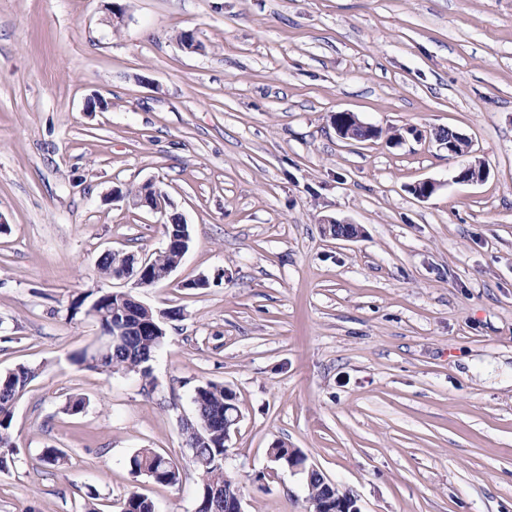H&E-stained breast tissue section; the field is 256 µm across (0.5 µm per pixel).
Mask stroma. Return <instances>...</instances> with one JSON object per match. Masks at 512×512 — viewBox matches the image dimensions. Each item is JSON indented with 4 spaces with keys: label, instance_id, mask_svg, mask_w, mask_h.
Here are the masks:
<instances>
[{
    "label": "stroma",
    "instance_id": "1",
    "mask_svg": "<svg viewBox=\"0 0 512 512\" xmlns=\"http://www.w3.org/2000/svg\"><path fill=\"white\" fill-rule=\"evenodd\" d=\"M343 110L383 137L340 139ZM448 127L484 182H455ZM146 182L191 247L154 287L102 279L108 250L165 245L124 200ZM0 222V374L38 369L0 512H119L131 490L195 512L182 423L209 381L237 394L243 512H306L278 443L360 512H512V0H0ZM109 290L180 311L154 388L70 360L99 334L72 302ZM144 447L178 485L129 473Z\"/></svg>",
    "mask_w": 512,
    "mask_h": 512
}]
</instances>
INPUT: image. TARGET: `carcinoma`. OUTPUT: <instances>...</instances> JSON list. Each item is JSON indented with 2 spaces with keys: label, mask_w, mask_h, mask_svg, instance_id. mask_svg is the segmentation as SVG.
Here are the masks:
<instances>
[{
  "label": "carcinoma",
  "mask_w": 512,
  "mask_h": 512,
  "mask_svg": "<svg viewBox=\"0 0 512 512\" xmlns=\"http://www.w3.org/2000/svg\"><path fill=\"white\" fill-rule=\"evenodd\" d=\"M118 303L117 296L106 292L96 297L85 314L92 310H109ZM146 310L141 309L132 319V330L124 343L112 345V352L103 359H96L82 350L72 355L74 364L90 369H101L109 373H134L145 384L154 386L151 356L165 343L166 337L156 336L146 328L138 327V318H143ZM34 368L24 364L16 366L0 375V470H7L14 463L15 445L11 434L14 406L20 390H24L36 378ZM196 423L206 422L210 432L200 440L190 430L184 431L185 442L192 452V459L200 475L197 488V504L204 512H224V498L213 496L214 491L235 492L236 482L224 469V406L237 405L236 392L229 386L209 381L195 389L193 396ZM41 460L54 467H62L69 462L68 456L58 448L43 450ZM128 470L135 477L146 476L161 485L175 486L180 483L179 466L172 459L153 448H138L126 461ZM121 512H156L154 503L148 498L131 491L123 499Z\"/></svg>",
  "instance_id": "carcinoma-1"
}]
</instances>
